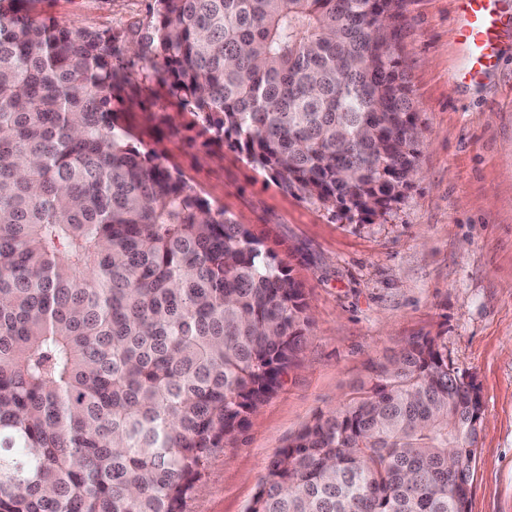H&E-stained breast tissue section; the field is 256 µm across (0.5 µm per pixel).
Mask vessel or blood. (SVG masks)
Here are the masks:
<instances>
[{"mask_svg":"<svg viewBox=\"0 0 512 512\" xmlns=\"http://www.w3.org/2000/svg\"><path fill=\"white\" fill-rule=\"evenodd\" d=\"M461 4L458 40L465 64L459 71L462 80L473 79L495 66L499 40L512 29L496 10V0H459Z\"/></svg>","mask_w":512,"mask_h":512,"instance_id":"obj_1","label":"vessel or blood"}]
</instances>
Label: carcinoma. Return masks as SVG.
I'll use <instances>...</instances> for the list:
<instances>
[{"label":"carcinoma","instance_id":"obj_1","mask_svg":"<svg viewBox=\"0 0 512 512\" xmlns=\"http://www.w3.org/2000/svg\"><path fill=\"white\" fill-rule=\"evenodd\" d=\"M0 0V512H185L305 339L284 262L112 100L110 35ZM137 50L254 167L348 219L400 201L420 136L405 0H154ZM410 341L270 463L246 512H468L483 409Z\"/></svg>","mask_w":512,"mask_h":512}]
</instances>
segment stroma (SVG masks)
Returning a JSON list of instances; mask_svg holds the SVG:
<instances>
[{"label":"stroma","mask_w":512,"mask_h":512,"mask_svg":"<svg viewBox=\"0 0 512 512\" xmlns=\"http://www.w3.org/2000/svg\"><path fill=\"white\" fill-rule=\"evenodd\" d=\"M154 0H37L62 24L109 30L134 83L112 107L214 208L245 224L302 288L306 339L282 388L212 453L186 512H245L281 448L418 336L437 337L483 401L469 512H512V35L459 81L457 0H405L398 45L421 133L419 172L384 216L347 219L256 170L205 131L131 53Z\"/></svg>","instance_id":"stroma-1"}]
</instances>
